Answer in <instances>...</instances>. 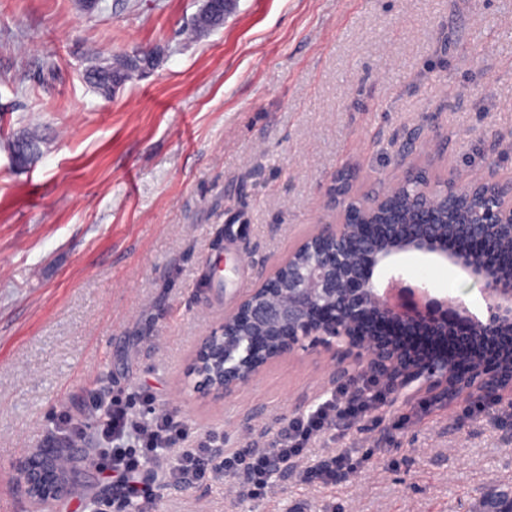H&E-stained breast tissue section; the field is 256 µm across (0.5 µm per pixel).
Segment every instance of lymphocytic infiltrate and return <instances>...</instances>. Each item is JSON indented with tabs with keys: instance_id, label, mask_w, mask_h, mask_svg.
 <instances>
[{
	"instance_id": "1",
	"label": "lymphocytic infiltrate",
	"mask_w": 512,
	"mask_h": 512,
	"mask_svg": "<svg viewBox=\"0 0 512 512\" xmlns=\"http://www.w3.org/2000/svg\"><path fill=\"white\" fill-rule=\"evenodd\" d=\"M383 399L377 382L365 380L359 392L333 391L308 413L293 417L279 431L271 447L251 445L227 452L223 449L224 437L218 433L207 434L197 447H189L192 428L174 412H157L147 421L133 415L134 402H152L151 393L142 391L134 398L109 392L94 395L92 406L102 409L104 414L94 466L100 472L118 475L122 494L96 501L93 512H127L132 503L137 504L139 512H153L165 485L238 475L245 477L251 496L263 497L271 489L275 469L281 466L303 465L304 481L328 482L338 472L355 471L356 463L349 453L334 452L307 467L303 461L309 448L336 418L367 416ZM159 463L166 467L160 483L151 470L152 465Z\"/></svg>"
}]
</instances>
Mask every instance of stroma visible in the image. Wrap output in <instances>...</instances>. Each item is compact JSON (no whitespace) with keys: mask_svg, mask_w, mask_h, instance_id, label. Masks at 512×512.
Masks as SVG:
<instances>
[{"mask_svg":"<svg viewBox=\"0 0 512 512\" xmlns=\"http://www.w3.org/2000/svg\"><path fill=\"white\" fill-rule=\"evenodd\" d=\"M0 0V512H37L15 464L67 456L90 512L115 490L89 461L98 392L154 396L228 448L269 445L337 388L330 362L298 352L219 399L177 389L201 336L349 198L408 167L465 183L512 177V0H236L191 34L202 0ZM157 50L158 68L111 99L86 82V51ZM39 126L40 154L8 144ZM349 195L329 198L338 172ZM222 266L213 278L210 268ZM451 296L484 316L480 285L409 252L375 272ZM68 412L78 446L53 429ZM320 447L360 468L307 484L279 469L268 496L243 481L173 485L156 512H484L512 491V394L463 405L384 401L336 419Z\"/></svg>","mask_w":512,"mask_h":512,"instance_id":"stroma-1","label":"stroma"}]
</instances>
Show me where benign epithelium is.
Segmentation results:
<instances>
[{
  "label": "benign epithelium",
  "instance_id": "obj_1",
  "mask_svg": "<svg viewBox=\"0 0 512 512\" xmlns=\"http://www.w3.org/2000/svg\"><path fill=\"white\" fill-rule=\"evenodd\" d=\"M127 58L139 74L157 61L154 53L139 49L128 52ZM471 184L485 197L494 198L496 205L484 208L471 236L453 239L451 250L445 248L441 235L424 224L392 235L389 225L377 223L375 214L392 195L390 191L372 200L367 213L355 219L345 213L330 224L318 225L312 236L300 240L259 286L224 315V322L198 342L184 373L185 388L202 397L220 398L248 386L270 362L321 347L331 353L334 378L345 379L352 370L373 376L404 402L415 393L451 403L476 393L511 391V374L489 369L466 354L465 348L471 339L512 331V277L500 267L487 268L483 259L488 249L501 252L502 244L512 239V183H501L491 172ZM353 240L360 242L367 265L363 272L347 276L341 268L351 267V262L340 252ZM408 251L434 254L482 282L486 317L473 315L456 299L405 285L401 273L391 275L386 287H379L375 269ZM505 255L512 258L508 251ZM460 321L468 324V334L457 338V345L470 371L456 377L451 376L448 361L416 364L376 335L383 322L393 326L426 322L446 333ZM245 328L264 335L265 361H253L254 348L245 343L224 349V338L237 336ZM16 469L25 494L36 503L63 499L72 490L69 474L56 469L50 451L16 464Z\"/></svg>",
  "mask_w": 512,
  "mask_h": 512
}]
</instances>
